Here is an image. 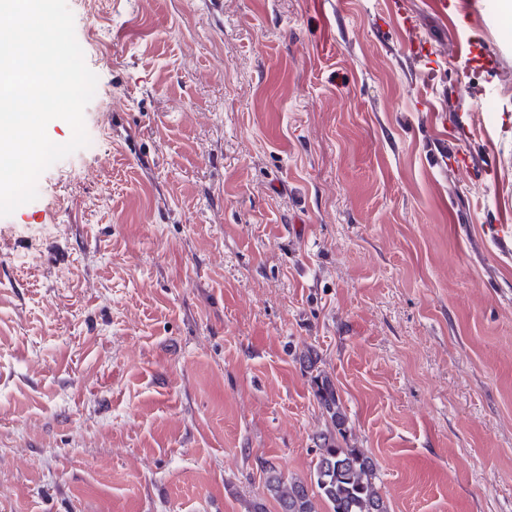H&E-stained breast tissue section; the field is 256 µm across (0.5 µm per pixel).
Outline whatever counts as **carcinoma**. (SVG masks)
I'll list each match as a JSON object with an SVG mask.
<instances>
[{"mask_svg": "<svg viewBox=\"0 0 512 512\" xmlns=\"http://www.w3.org/2000/svg\"><path fill=\"white\" fill-rule=\"evenodd\" d=\"M316 395L330 427L317 436L319 456L313 471L314 487L302 481L284 482L274 467L266 468V489L280 512H389L379 492L371 458L351 448L345 438L346 414L338 393L326 376L314 377Z\"/></svg>", "mask_w": 512, "mask_h": 512, "instance_id": "cac0c4a2", "label": "carcinoma"}]
</instances>
